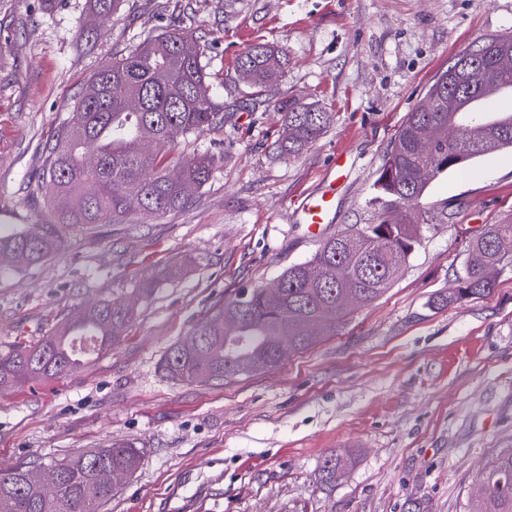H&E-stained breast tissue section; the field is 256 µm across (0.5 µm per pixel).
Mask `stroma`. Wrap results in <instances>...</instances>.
<instances>
[{"mask_svg":"<svg viewBox=\"0 0 512 512\" xmlns=\"http://www.w3.org/2000/svg\"><path fill=\"white\" fill-rule=\"evenodd\" d=\"M90 12V0H0V225L43 222L32 194L85 79L171 26L201 40L224 114L173 155L217 162L186 207L0 272V350L158 283L111 352L0 389V469L131 442L144 462L100 512H466L486 464L512 448V253L489 296L441 298L477 237L512 224V148L432 180L411 210L431 222L391 287L307 350L220 383L172 380L159 364L213 309L372 222L373 184L408 112L458 54L512 37V0H123ZM259 42L288 66L255 99L234 61ZM291 96L319 102L333 123L288 158L273 150V106ZM326 191L333 206L315 234L300 206ZM333 451L348 466L325 483L318 469Z\"/></svg>","mask_w":512,"mask_h":512,"instance_id":"stroma-1","label":"stroma"}]
</instances>
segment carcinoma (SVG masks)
<instances>
[{
    "label": "carcinoma",
    "mask_w": 512,
    "mask_h": 512,
    "mask_svg": "<svg viewBox=\"0 0 512 512\" xmlns=\"http://www.w3.org/2000/svg\"><path fill=\"white\" fill-rule=\"evenodd\" d=\"M204 51L194 35L172 28L112 57L89 79L70 115L48 146L42 189L52 223L31 232L21 224L0 225V269L26 268L50 259L69 236L159 216L185 207L209 180L215 155L178 160V138L224 124L209 94ZM285 55L267 44H252L235 61L237 75L260 97L282 77ZM512 86V58L500 52L462 55L437 77L419 105L407 114L374 183L377 221L361 224L351 245L341 232L325 240L312 258L289 267L276 280L279 295L255 288L201 319L166 351L161 371L180 381H228L280 364L271 341L288 330V347L303 351L347 314L344 296L360 303L383 295L394 273L408 261L420 225L408 219L429 182L450 168L502 147H512V114L491 119L487 112L460 108L484 90ZM283 134L277 150L294 156L329 128L332 113L297 97L274 104ZM512 246V224H492L474 245L467 271L444 302L486 296L493 273ZM133 316L123 299H98L80 308L61 328L35 345L0 352V388L19 389L83 366L117 345ZM142 449L113 443L54 466L55 485L40 483L42 465L0 471V512H99L119 485L115 474L132 475ZM345 460L330 452L320 466L324 482L336 480ZM480 481L490 490L467 504V512H512V448L498 454Z\"/></svg>",
    "instance_id": "carcinoma-1"
}]
</instances>
